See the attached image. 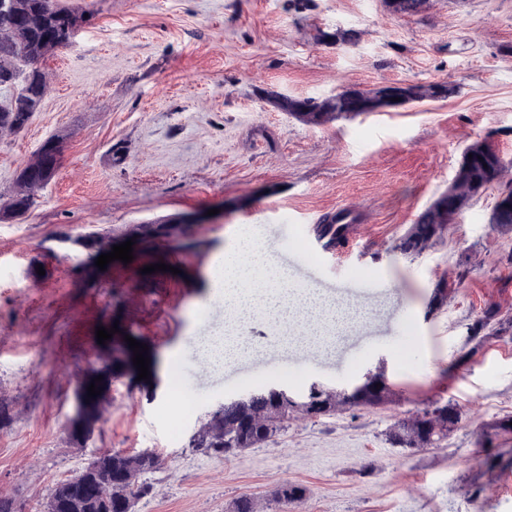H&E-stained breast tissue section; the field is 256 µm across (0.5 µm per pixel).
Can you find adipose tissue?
<instances>
[{
  "mask_svg": "<svg viewBox=\"0 0 512 512\" xmlns=\"http://www.w3.org/2000/svg\"><path fill=\"white\" fill-rule=\"evenodd\" d=\"M267 256L260 248L233 250L215 274L218 297L224 307V323L197 345L199 357L213 370L252 354L242 327L262 317L284 330L285 343L312 350L333 349L343 338L370 318L369 305L324 295L316 288H295L285 269H262Z\"/></svg>",
  "mask_w": 512,
  "mask_h": 512,
  "instance_id": "1",
  "label": "adipose tissue"
}]
</instances>
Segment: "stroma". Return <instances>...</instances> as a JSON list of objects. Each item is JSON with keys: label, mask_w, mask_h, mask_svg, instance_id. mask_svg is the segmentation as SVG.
I'll return each mask as SVG.
<instances>
[{"label": "stroma", "mask_w": 512, "mask_h": 512, "mask_svg": "<svg viewBox=\"0 0 512 512\" xmlns=\"http://www.w3.org/2000/svg\"><path fill=\"white\" fill-rule=\"evenodd\" d=\"M88 15L65 47L39 61L48 92L27 126L0 136V195L50 136L62 145L54 177L18 221H0V491L41 512L93 453L156 451L153 495L134 512H230L254 497L263 512H512V468L485 455L512 449L491 436L512 416V331L466 357L467 327L488 305L512 318V235L488 222L494 199L470 202L442 239L417 256L397 244L444 191L462 149L492 136L512 159V0H429L417 14L385 0H69ZM353 29L356 45L318 42ZM448 81L456 91L394 112L305 125L265 101L274 90L321 97L345 87ZM361 208L360 234L313 261L306 228ZM210 213L190 246L165 242L87 278L59 233H115L164 216ZM256 236L294 286L317 277L329 294L377 302L375 320L334 355L275 347L260 319L244 367L263 373L226 385L196 342L224 319L210 286L225 251ZM482 262L447 303L429 310L440 278ZM168 271L142 275L150 264ZM142 336L155 375L113 380L85 447L68 440L75 387L98 365V326L112 314ZM383 369L394 402L300 415L272 441L223 457L189 448L190 432L229 397L311 383L338 390ZM182 394L167 413L168 385ZM450 402L461 413L440 447L388 441L399 421ZM306 488L282 504L284 483Z\"/></svg>", "instance_id": "obj_1"}]
</instances>
